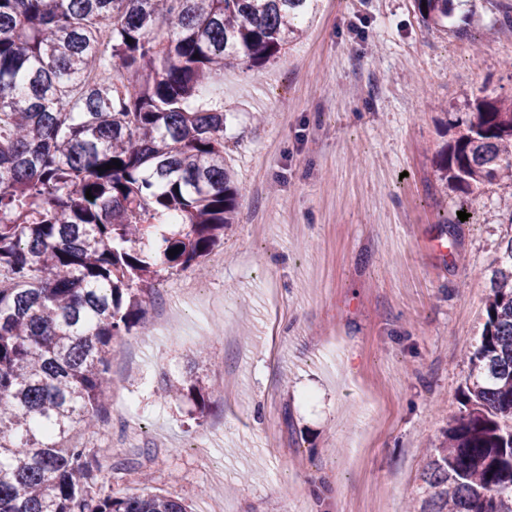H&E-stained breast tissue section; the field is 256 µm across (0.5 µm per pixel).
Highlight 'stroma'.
<instances>
[{"instance_id": "1", "label": "stroma", "mask_w": 512, "mask_h": 512, "mask_svg": "<svg viewBox=\"0 0 512 512\" xmlns=\"http://www.w3.org/2000/svg\"><path fill=\"white\" fill-rule=\"evenodd\" d=\"M510 7L464 0L446 28L413 0H319L284 55L200 92L224 111L235 220L206 273L162 272L146 330L112 348L103 487L140 491V467L192 512H405L460 411L512 195L461 196L437 152L467 99L512 98ZM163 373L199 377L205 412L161 400Z\"/></svg>"}]
</instances>
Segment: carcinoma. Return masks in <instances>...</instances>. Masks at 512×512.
Returning a JSON list of instances; mask_svg holds the SVG:
<instances>
[{"instance_id": "1", "label": "carcinoma", "mask_w": 512, "mask_h": 512, "mask_svg": "<svg viewBox=\"0 0 512 512\" xmlns=\"http://www.w3.org/2000/svg\"><path fill=\"white\" fill-rule=\"evenodd\" d=\"M317 2L0 0V512H188L161 492H99L83 436L104 422L113 341L144 318L152 280L201 267L233 221L224 110L199 88L228 61L279 57ZM414 7L434 26L454 11ZM453 128L440 180L464 195L512 180V99L476 96ZM500 248L462 409L426 450L412 512H512V232ZM158 390L205 408L197 381Z\"/></svg>"}]
</instances>
